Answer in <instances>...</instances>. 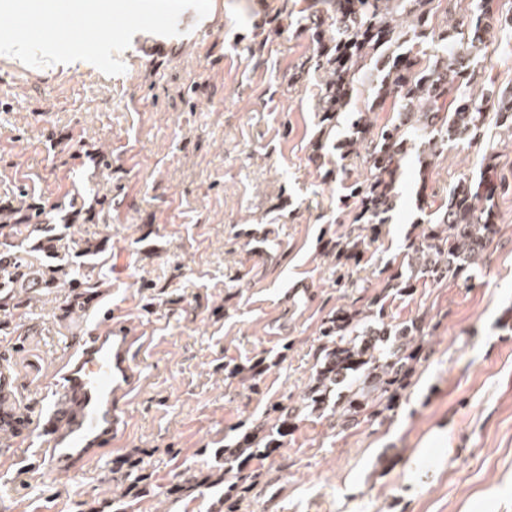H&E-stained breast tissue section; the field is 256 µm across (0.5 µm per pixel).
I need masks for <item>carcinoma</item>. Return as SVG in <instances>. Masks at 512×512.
<instances>
[{"label":"carcinoma","instance_id":"1","mask_svg":"<svg viewBox=\"0 0 512 512\" xmlns=\"http://www.w3.org/2000/svg\"><path fill=\"white\" fill-rule=\"evenodd\" d=\"M330 15L300 19L303 31L315 44L311 68L320 77L315 112L320 126L316 152L326 148L334 128L350 118L351 135L338 144L343 156L365 149L369 176L345 185V199L355 205L357 233L327 253L343 268L359 261L366 243L374 241L388 223L397 193L402 161L418 148L421 167L456 141L473 140L485 133V104L494 99L495 126L512 131V91L474 92L473 50L484 44L488 20L496 14L495 0H476L471 14L435 33L430 18L442 0H330ZM370 84L371 101L355 111L351 102L358 85ZM391 103L397 120L375 126L369 114ZM512 189L498 176V158L488 149L479 176L461 177L448 189V199L431 213L432 222L408 239L406 256L415 276L399 270L389 275L393 290L407 292L419 278L441 281L467 273L482 259L496 218V197ZM72 224H52L39 204L15 208L0 205V309L29 303L31 290L42 288L101 287L83 272L98 258L102 247L77 239ZM383 296L336 308L321 326L323 344L319 366L304 393L298 412L330 411L350 422L377 417L390 410L406 375L419 358L423 326L385 323L366 327ZM273 423L261 426L262 435L249 431L232 448L224 449V499L245 480L242 467L259 448L268 453L288 433L289 414L276 404Z\"/></svg>","mask_w":512,"mask_h":512}]
</instances>
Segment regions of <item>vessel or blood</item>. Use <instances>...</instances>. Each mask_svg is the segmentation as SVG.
<instances>
[{
  "mask_svg": "<svg viewBox=\"0 0 512 512\" xmlns=\"http://www.w3.org/2000/svg\"><path fill=\"white\" fill-rule=\"evenodd\" d=\"M86 303L97 307L102 324L68 352L57 371L56 407L40 424L37 455L49 472L68 471L121 447L127 419L119 403L137 394L143 380L132 355L141 337L113 322L111 306L94 294H87Z\"/></svg>",
  "mask_w": 512,
  "mask_h": 512,
  "instance_id": "b4317fda",
  "label": "vessel or blood"
}]
</instances>
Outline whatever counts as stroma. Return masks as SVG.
Segmentation results:
<instances>
[{"instance_id": "35a3bbf8", "label": "stroma", "mask_w": 512, "mask_h": 512, "mask_svg": "<svg viewBox=\"0 0 512 512\" xmlns=\"http://www.w3.org/2000/svg\"><path fill=\"white\" fill-rule=\"evenodd\" d=\"M326 9L211 0L204 18L181 14L178 35L135 34L113 76L0 55V201L82 195L92 213L74 233L104 248L90 275L147 339L135 353L146 383L123 405L117 451L135 468L106 458L51 475L35 465L32 422L53 409L55 370L99 317L72 311L70 288L0 315L16 380L0 408L24 419L0 426V512H217L225 445L302 399L324 318L384 294L415 224L461 174H478L486 144L512 179V135L462 141L425 170L409 152L390 223L350 267L351 287H337L322 243L348 237L354 211L312 160L313 44L296 24ZM477 69L512 87V28L489 30ZM99 152L108 166L94 167ZM496 210L469 278L385 294L384 322L426 332L394 410L348 425L301 412L272 455L251 461L259 476L233 512H512V192ZM171 480L180 499L162 492Z\"/></svg>"}]
</instances>
